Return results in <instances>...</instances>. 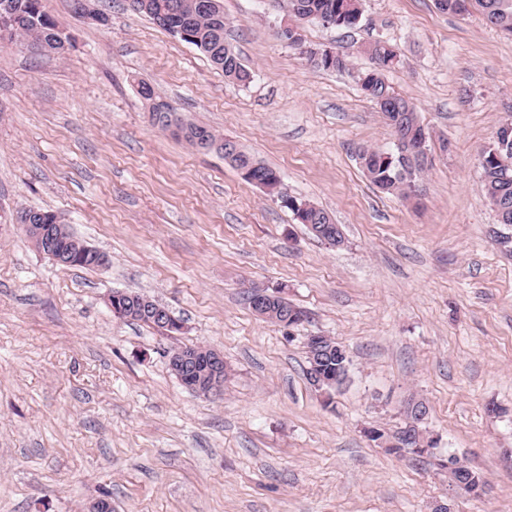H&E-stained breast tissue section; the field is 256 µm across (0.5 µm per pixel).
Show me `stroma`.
<instances>
[{"label": "stroma", "mask_w": 512, "mask_h": 512, "mask_svg": "<svg viewBox=\"0 0 512 512\" xmlns=\"http://www.w3.org/2000/svg\"><path fill=\"white\" fill-rule=\"evenodd\" d=\"M226 41L253 79L224 77L196 47L126 0H44L69 36L61 56L0 42V512H512V234L481 192L479 154L512 102V36L478 10L365 0L351 29L300 22L303 45L347 56L311 68L278 31L277 0H222ZM394 45L385 78L432 133L407 199L377 190L359 147L390 128L361 93L365 44ZM149 83L183 119L276 168L289 195L341 224L331 247L223 155L154 125ZM59 214L108 267L64 268L17 229L21 208ZM284 288L306 319L263 321L251 286ZM115 290L169 309L165 334L113 316ZM343 344L332 398L306 378L308 337ZM220 351L219 394L185 388L168 355ZM424 400L432 455H396L393 434ZM458 455L488 493L448 481Z\"/></svg>", "instance_id": "obj_1"}]
</instances>
